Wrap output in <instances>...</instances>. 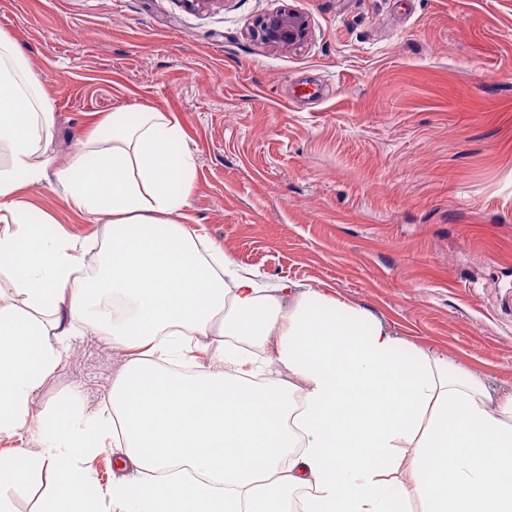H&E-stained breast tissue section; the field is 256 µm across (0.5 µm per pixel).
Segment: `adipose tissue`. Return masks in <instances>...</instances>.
I'll return each instance as SVG.
<instances>
[{
    "instance_id": "obj_1",
    "label": "adipose tissue",
    "mask_w": 512,
    "mask_h": 512,
    "mask_svg": "<svg viewBox=\"0 0 512 512\" xmlns=\"http://www.w3.org/2000/svg\"><path fill=\"white\" fill-rule=\"evenodd\" d=\"M53 135L49 97L0 34V437L35 436L0 455V512L44 472L45 512H512V394L491 400L446 353L406 354L367 312L269 286L188 229L195 158L176 119L111 113L63 163ZM50 179L100 245L32 223L18 194ZM89 329L131 354L105 402L35 412ZM195 350L210 366L177 372ZM111 447L136 477L102 490L86 460Z\"/></svg>"
}]
</instances>
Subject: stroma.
Instances as JSON below:
<instances>
[{"instance_id":"stroma-1","label":"stroma","mask_w":512,"mask_h":512,"mask_svg":"<svg viewBox=\"0 0 512 512\" xmlns=\"http://www.w3.org/2000/svg\"><path fill=\"white\" fill-rule=\"evenodd\" d=\"M281 8L304 47L254 35ZM64 161L96 117L175 116L195 154L188 215L241 268L292 282L448 353L512 392V0H0ZM35 216L101 236L54 184ZM127 352L93 332L43 384L49 407L108 396Z\"/></svg>"}]
</instances>
